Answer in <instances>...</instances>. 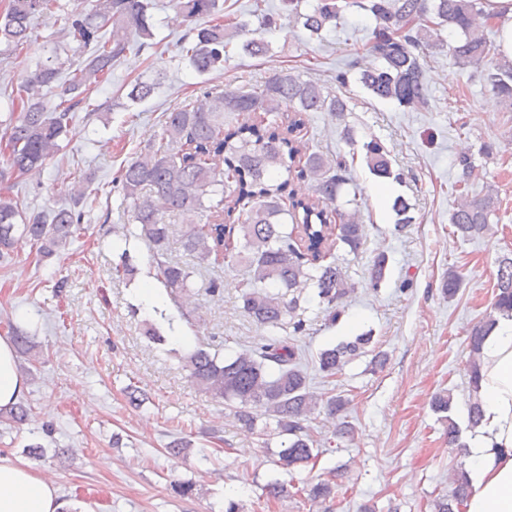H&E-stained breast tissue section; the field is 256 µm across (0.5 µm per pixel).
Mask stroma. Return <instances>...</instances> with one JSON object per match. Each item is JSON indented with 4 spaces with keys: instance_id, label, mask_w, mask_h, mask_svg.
Listing matches in <instances>:
<instances>
[{
    "instance_id": "obj_1",
    "label": "stroma",
    "mask_w": 512,
    "mask_h": 512,
    "mask_svg": "<svg viewBox=\"0 0 512 512\" xmlns=\"http://www.w3.org/2000/svg\"><path fill=\"white\" fill-rule=\"evenodd\" d=\"M91 5L50 0L33 21L29 42L0 55V133L11 112L5 86L19 82L50 53L64 63L78 60L77 45L57 17L61 10ZM218 5L253 28L261 16L275 17V25L262 32L269 52L248 56L234 40L223 70L197 75L181 52L189 22L171 0H155V46L131 40L110 84L90 95L96 112L75 111L60 152L39 175L10 174L0 182V196L30 214L71 205V187L85 178L98 192L70 245L42 258L20 237L8 260H0V336L26 332L39 354L35 360L18 358L28 372L23 401L32 415L23 426L0 421V458L52 477L66 512H225L231 498L241 512H362L367 506L373 512H433L435 499L449 493L448 473L461 457L449 446L431 400L452 391L449 415L461 432L469 431L468 334L491 310L499 261L512 258V112L473 68L455 65L448 50L427 46L420 50L427 62V108L411 110L371 97L358 80L374 27L362 9H344L337 29L317 41L282 13L280 0ZM282 70L346 101L343 116L312 113L303 140L311 150L347 161L367 226L358 253L336 250L357 285L338 321L330 322L314 289L303 294L304 359L312 361L320 349L367 330L388 356L380 370L372 368L370 355L356 357L331 383L346 400L340 419L353 426V441L334 437L337 421L318 415L311 432L331 447L315 468L291 471L277 464L280 439L274 429L245 431L223 401L196 390L179 360L199 345L224 354L269 336V328L238 307L240 272L220 262L198 266L189 303H165L154 316L165 338L155 344L141 334L145 316L134 295L157 274L149 250L131 240L137 272L129 280L119 271L121 252L114 246L133 209L115 179L124 164L158 147L166 114L208 92L261 87ZM154 77L161 84L153 95L130 102L132 86ZM346 126L353 128L354 142L343 139ZM373 138L389 152L396 193L411 206L413 221L400 231L391 201L370 193L376 178L365 165L362 145ZM463 153L478 172L470 194L493 192L500 200L490 231L468 241L454 236L449 223L459 194L456 159ZM380 252L389 263L384 282L374 289L368 269ZM452 266L463 282L448 298L439 285ZM215 279L222 287L213 293L209 285ZM131 386L142 394L140 405L128 400ZM173 441L187 444L188 453L169 454ZM34 443L43 447V457L29 455ZM314 474L334 479L333 499L315 504L302 494ZM274 480L284 484L283 497H268L266 485ZM183 482L193 483L192 495L178 492Z\"/></svg>"
}]
</instances>
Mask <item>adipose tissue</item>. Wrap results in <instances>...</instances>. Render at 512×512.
I'll list each match as a JSON object with an SVG mask.
<instances>
[{"mask_svg": "<svg viewBox=\"0 0 512 512\" xmlns=\"http://www.w3.org/2000/svg\"><path fill=\"white\" fill-rule=\"evenodd\" d=\"M27 390L11 340L0 336V408ZM478 396L483 417L467 442L470 493L461 512H512V317H499L483 340ZM55 482L0 458V512H63Z\"/></svg>", "mask_w": 512, "mask_h": 512, "instance_id": "1", "label": "adipose tissue"}]
</instances>
